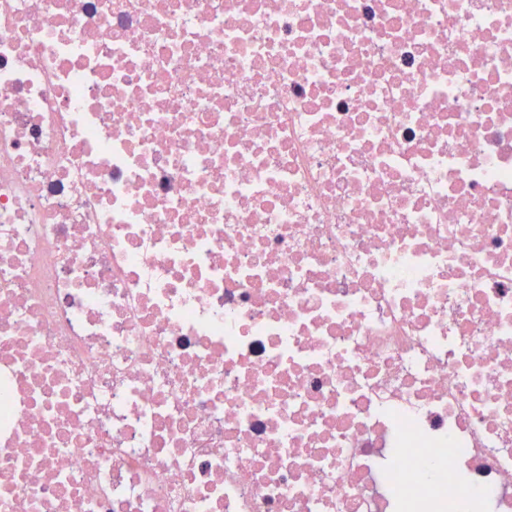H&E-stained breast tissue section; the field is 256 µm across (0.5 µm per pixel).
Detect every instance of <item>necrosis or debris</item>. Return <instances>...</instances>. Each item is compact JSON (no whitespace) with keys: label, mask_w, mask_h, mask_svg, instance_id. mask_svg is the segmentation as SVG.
Listing matches in <instances>:
<instances>
[{"label":"necrosis or debris","mask_w":512,"mask_h":512,"mask_svg":"<svg viewBox=\"0 0 512 512\" xmlns=\"http://www.w3.org/2000/svg\"><path fill=\"white\" fill-rule=\"evenodd\" d=\"M0 512H512V0H0Z\"/></svg>","instance_id":"1"}]
</instances>
